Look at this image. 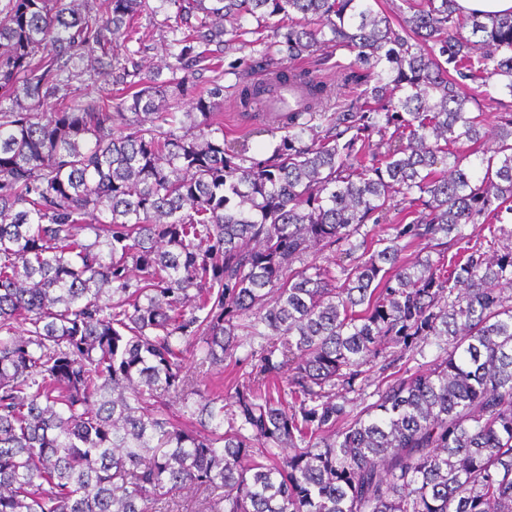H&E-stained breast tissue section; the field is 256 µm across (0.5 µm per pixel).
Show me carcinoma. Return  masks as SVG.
Wrapping results in <instances>:
<instances>
[{
  "label": "carcinoma",
  "mask_w": 512,
  "mask_h": 512,
  "mask_svg": "<svg viewBox=\"0 0 512 512\" xmlns=\"http://www.w3.org/2000/svg\"><path fill=\"white\" fill-rule=\"evenodd\" d=\"M402 2L159 0L166 76L113 46L148 0L0 3V512H174L191 488L199 512H512V111L490 132L470 109L512 97V14ZM274 17L281 57L236 107L285 82L304 106L256 160L216 121L220 78L178 109ZM325 46L361 87L332 112L327 81L284 66ZM431 338L442 354L397 366ZM191 345L261 385L225 413Z\"/></svg>",
  "instance_id": "cac0c4a2"
}]
</instances>
